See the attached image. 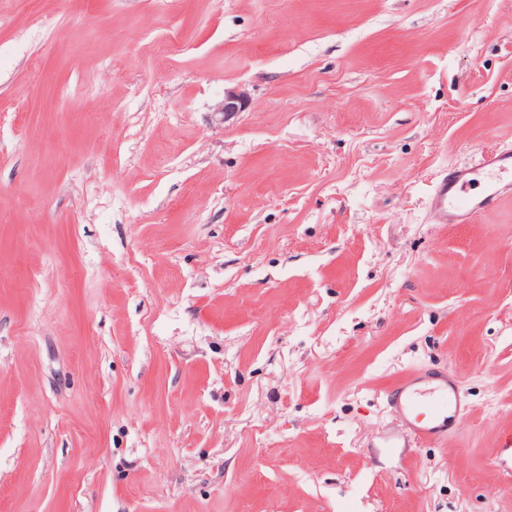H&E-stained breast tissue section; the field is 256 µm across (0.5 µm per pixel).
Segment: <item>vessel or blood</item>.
<instances>
[{"label":"vessel or blood","mask_w":512,"mask_h":512,"mask_svg":"<svg viewBox=\"0 0 512 512\" xmlns=\"http://www.w3.org/2000/svg\"><path fill=\"white\" fill-rule=\"evenodd\" d=\"M512 173V153H491L477 164L452 168L436 184L431 197L434 221L447 223L448 219L470 221L476 215L494 207L500 200L512 196V181L503 182L502 176ZM484 180L482 197L468 194L470 182ZM392 407L409 425L416 439L434 441L447 435L453 422V413L462 408V401L451 373L431 377H409L393 392Z\"/></svg>","instance_id":"vessel-or-blood-1"}]
</instances>
